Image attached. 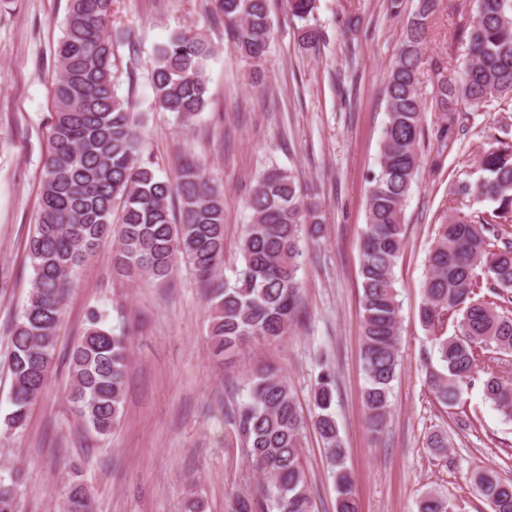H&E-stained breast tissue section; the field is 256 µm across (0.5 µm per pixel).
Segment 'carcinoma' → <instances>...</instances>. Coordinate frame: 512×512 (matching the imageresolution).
I'll use <instances>...</instances> for the list:
<instances>
[{"label": "carcinoma", "instance_id": "1", "mask_svg": "<svg viewBox=\"0 0 512 512\" xmlns=\"http://www.w3.org/2000/svg\"><path fill=\"white\" fill-rule=\"evenodd\" d=\"M437 0H389L404 16L403 35L385 81L384 124L378 168L369 176L366 228L361 239L362 336L360 355L367 424L379 434L387 424L399 359L400 305L394 268L405 248L404 208L416 184L424 135L421 92L423 50ZM224 18L234 52L259 65L274 23L268 0H212ZM303 21L300 47L315 51L321 34L309 24L316 0H288ZM112 0H70L56 48L50 147L43 163L37 224L27 242L33 278L22 316L12 327L4 356L11 376V411L4 423L25 425L33 401L47 387L55 365L57 328L72 280L88 258L112 242V268L128 280L165 282L181 260L208 288L209 340L218 357H231L251 342L285 336L299 314L297 277L301 243L321 232V210L304 194L293 171L271 166L259 174L246 205L251 211L240 240L241 268L234 280L216 279L224 266V196L187 165L176 184L156 177L140 161L144 116L114 90L118 37L110 34ZM466 60L459 79L437 74L435 106L453 136L465 106L512 100V0H478L463 29ZM216 47L201 32L175 31L150 59L155 107L183 122L208 104L207 68ZM482 175L451 184L449 195L490 209L463 214L452 208L437 228L427 257L419 317L428 330L456 315L451 336H433L440 369L429 372L435 399L459 405L460 385L481 372L485 397L512 418V383L488 364L483 351L512 355V143L496 140L477 160ZM88 326L69 354L68 401L82 427L104 439L119 426L129 365V336L105 326L90 311ZM244 398L231 420L254 471L263 476L256 495L239 496L231 512H315L302 463L308 427L319 435L333 472L335 512H359L346 448L335 415L336 374L324 369L312 392L314 414L305 417L288 380L267 366L246 377ZM492 512H512V481L494 470L474 478ZM18 479L0 480V512H16ZM435 492L419 500L418 512H451ZM64 512H93L92 495L74 472L65 486Z\"/></svg>", "mask_w": 512, "mask_h": 512}]
</instances>
